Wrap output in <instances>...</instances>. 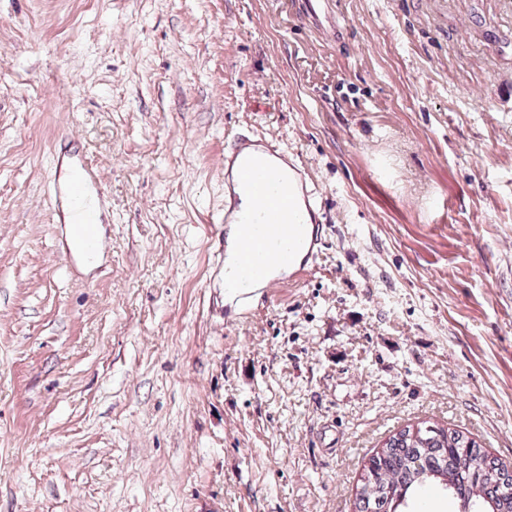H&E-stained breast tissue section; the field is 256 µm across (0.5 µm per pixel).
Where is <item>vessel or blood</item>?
I'll list each match as a JSON object with an SVG mask.
<instances>
[{
  "instance_id": "b4317fda",
  "label": "vessel or blood",
  "mask_w": 512,
  "mask_h": 512,
  "mask_svg": "<svg viewBox=\"0 0 512 512\" xmlns=\"http://www.w3.org/2000/svg\"><path fill=\"white\" fill-rule=\"evenodd\" d=\"M252 141L237 139L224 156L225 170L235 171L239 186L250 198L247 209L230 204L224 208V221L236 225L238 238L234 253L224 260V286L234 299L249 300L257 284L273 288L280 278L274 266L288 268L286 281L296 283L307 273L319 254L320 224L314 205V190L298 176L284 169L286 155L267 146L264 155L252 154ZM77 176L71 183L74 203L79 204L72 233L85 252L96 249L94 211L82 208L85 184L90 173L85 164H77Z\"/></svg>"
}]
</instances>
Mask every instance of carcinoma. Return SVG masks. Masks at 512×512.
<instances>
[{"label":"carcinoma","mask_w":512,"mask_h":512,"mask_svg":"<svg viewBox=\"0 0 512 512\" xmlns=\"http://www.w3.org/2000/svg\"><path fill=\"white\" fill-rule=\"evenodd\" d=\"M425 488L448 496L457 512H512V468L437 425H409L385 440L361 474L355 512H402Z\"/></svg>","instance_id":"obj_1"}]
</instances>
